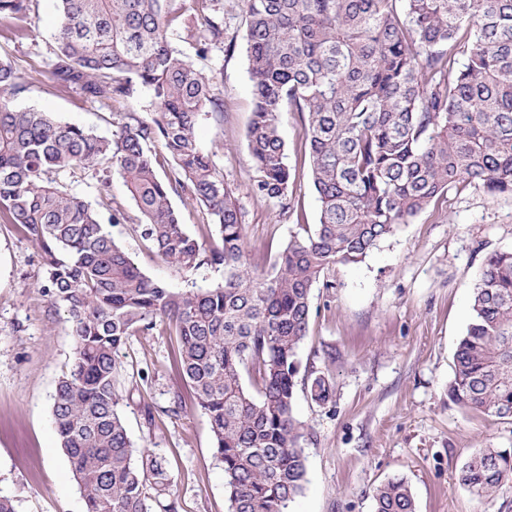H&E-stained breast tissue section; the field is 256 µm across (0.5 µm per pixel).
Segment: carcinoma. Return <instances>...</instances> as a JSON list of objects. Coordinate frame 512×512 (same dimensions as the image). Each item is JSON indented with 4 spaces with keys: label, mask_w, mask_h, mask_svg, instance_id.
Returning <instances> with one entry per match:
<instances>
[{
    "label": "carcinoma",
    "mask_w": 512,
    "mask_h": 512,
    "mask_svg": "<svg viewBox=\"0 0 512 512\" xmlns=\"http://www.w3.org/2000/svg\"><path fill=\"white\" fill-rule=\"evenodd\" d=\"M58 2L53 81L99 100L140 84L154 105L125 114L110 139L0 105V220L37 246L41 292L71 322L73 359L52 417L84 512H177L163 461L136 448L112 386L117 350L161 325L176 336V362L209 419L231 512H288L307 474L298 382L319 403L331 395L324 375H301L314 286L452 190L512 194V0H244L252 191L288 198V110L303 118L321 202L319 223L292 235L265 276L247 262L234 191L195 137L199 115L223 113L224 100L170 37L190 12L188 36L206 56L224 42L223 0ZM28 3L0 0V18L26 17ZM20 90L0 59V92ZM89 168L104 185L108 173L122 176L142 215L136 232L159 257L184 274L222 266L224 282L174 292L147 276L63 184ZM175 195L200 205L218 240L185 230ZM471 308L448 399L512 420V250L481 267ZM509 479L512 448L477 449L460 476L479 497ZM372 500L373 512H416L403 478L377 485Z\"/></svg>",
    "instance_id": "1"
}]
</instances>
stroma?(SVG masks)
Wrapping results in <instances>:
<instances>
[{
	"label": "stroma",
	"mask_w": 512,
	"mask_h": 512,
	"mask_svg": "<svg viewBox=\"0 0 512 512\" xmlns=\"http://www.w3.org/2000/svg\"><path fill=\"white\" fill-rule=\"evenodd\" d=\"M223 2L229 21L223 47L198 58L181 24L172 42L213 76L224 98L223 116L200 114L196 140L234 190L250 261L266 273L291 235L317 224L320 202L302 121L288 111L282 135L294 176L290 206L251 192L245 14L242 0ZM57 15V0H31L25 23L0 19V57L11 60L23 86L0 101L107 138L125 113L151 112V93L138 84L125 99L92 101L53 83ZM65 183L101 215L123 209L125 222L110 231L155 282L179 291L223 281V269L204 266L186 275L146 248L133 231L140 214L119 174H111L105 188L92 170L67 176ZM501 250H512V196L467 186L401 225L363 262L326 271L313 290V318L299 357L325 375L332 394L322 404L307 388L296 390L307 476L290 512H373V488L397 475L409 481L417 512H512L511 480L488 499L473 497L459 481L476 449L512 448V421L466 412L448 400L475 276ZM41 277L35 245L0 223V494L13 499L17 512H82L52 419L53 395L72 358L70 325L63 308L40 292ZM175 350V337L162 327L129 337L115 356L118 411L132 441L164 461L179 512H229L209 421L193 404L174 364Z\"/></svg>",
	"instance_id": "stroma-1"
}]
</instances>
